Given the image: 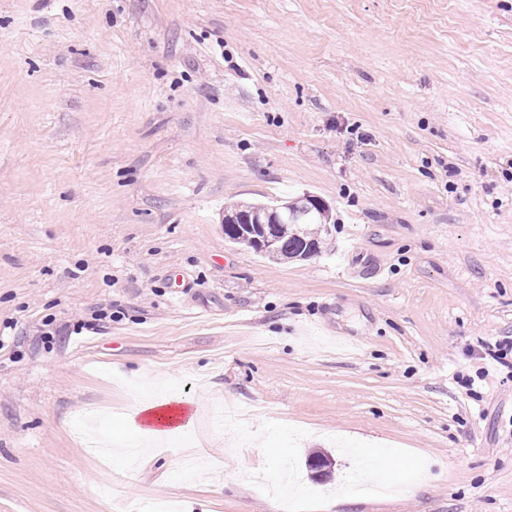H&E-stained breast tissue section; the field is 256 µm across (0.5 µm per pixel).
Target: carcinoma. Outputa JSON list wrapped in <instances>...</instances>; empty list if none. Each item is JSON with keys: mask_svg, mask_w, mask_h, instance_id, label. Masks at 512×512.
Wrapping results in <instances>:
<instances>
[{"mask_svg": "<svg viewBox=\"0 0 512 512\" xmlns=\"http://www.w3.org/2000/svg\"><path fill=\"white\" fill-rule=\"evenodd\" d=\"M286 208L299 215V219H290L275 226L276 250L272 252L256 244L253 248L273 261L305 258L321 252L330 237L327 206L318 203L316 197L307 195L300 201L286 204Z\"/></svg>", "mask_w": 512, "mask_h": 512, "instance_id": "cac0c4a2", "label": "carcinoma"}]
</instances>
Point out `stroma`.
Masks as SVG:
<instances>
[{
	"instance_id": "35a3bbf8",
	"label": "stroma",
	"mask_w": 512,
	"mask_h": 512,
	"mask_svg": "<svg viewBox=\"0 0 512 512\" xmlns=\"http://www.w3.org/2000/svg\"><path fill=\"white\" fill-rule=\"evenodd\" d=\"M510 338L512 0H0V512H512ZM164 382L187 440L88 455ZM320 201L314 196L307 195L302 200L285 203L278 205H286L289 212H294L301 216L300 219H290L284 224H278L281 220L282 213L274 208L271 212L267 211L265 214L264 221L258 224H252L250 221L242 220L247 214L242 213L243 210L246 213L251 210L264 211L270 209L264 204H243L237 205L224 212V215H236L238 222L234 224H240L239 221L247 225L248 229H252L255 225L257 231L262 233V238L252 237V240L260 242L264 240L267 244L273 241L272 228L275 226L274 238L276 240V250L270 251L268 248H263L261 245L249 244L248 246L255 248L259 252H264L268 259L273 261H285L294 258H305L315 255L321 252L325 241L329 239L330 234L328 228L329 224V210L324 204H317Z\"/></svg>"
}]
</instances>
